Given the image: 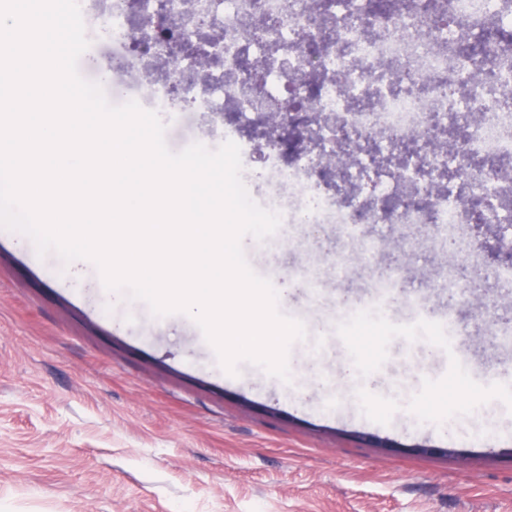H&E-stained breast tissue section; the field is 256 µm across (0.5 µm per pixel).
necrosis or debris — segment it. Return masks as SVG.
I'll list each match as a JSON object with an SVG mask.
<instances>
[{
	"mask_svg": "<svg viewBox=\"0 0 512 512\" xmlns=\"http://www.w3.org/2000/svg\"><path fill=\"white\" fill-rule=\"evenodd\" d=\"M501 0H453L450 14L433 20L435 36L419 41L415 28L422 13L389 9L375 16L377 36H367L358 10L343 0H79L90 43L113 39L126 45L128 63L145 77L138 99L156 111L165 126L182 113L204 119L200 143L218 148L225 141L241 150L242 174L270 186L258 205L279 212L285 224H337L355 237L364 224H429V244L455 243L468 260L481 254L468 247L471 221L464 200L478 192L493 203L487 224H511L512 200L503 195L497 174L500 160L512 158V54L503 55L486 36L490 16L512 28V13ZM475 22L482 52L500 71L481 83L464 80L465 55L456 16ZM211 21L220 38L214 48L224 65L203 70L191 51L198 18ZM155 54L141 52L144 41ZM182 48L179 72L165 68L170 48ZM264 59L268 67L258 84L235 78L238 63ZM292 93L305 95L307 111L319 114L291 158L280 148H256L245 132L254 128L263 107ZM236 128L226 129L225 113ZM358 131L368 142L341 176L342 187H327L324 165L336 145V128ZM462 128L464 140L452 154L434 156L426 142L442 130ZM412 143L406 165H378L374 156H396ZM262 168H254V159Z\"/></svg>",
	"mask_w": 512,
	"mask_h": 512,
	"instance_id": "necrosis-or-debris-1",
	"label": "necrosis or debris"
}]
</instances>
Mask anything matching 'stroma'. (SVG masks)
Here are the masks:
<instances>
[{"label": "stroma", "instance_id": "stroma-1", "mask_svg": "<svg viewBox=\"0 0 512 512\" xmlns=\"http://www.w3.org/2000/svg\"><path fill=\"white\" fill-rule=\"evenodd\" d=\"M123 56L107 40L78 71L139 96ZM364 230L377 253L341 272L326 258L347 243L333 224L245 248L273 285L302 268L314 281L278 306L306 327L288 351L304 373L286 383L246 361L227 373L197 324L130 297L105 305L93 263L71 280L57 253L0 229V512H512V352L494 342L512 293L492 269L448 300L429 227ZM390 265L406 298L352 319L343 296L364 298ZM448 309L467 380L433 330L413 331Z\"/></svg>", "mask_w": 512, "mask_h": 512}]
</instances>
